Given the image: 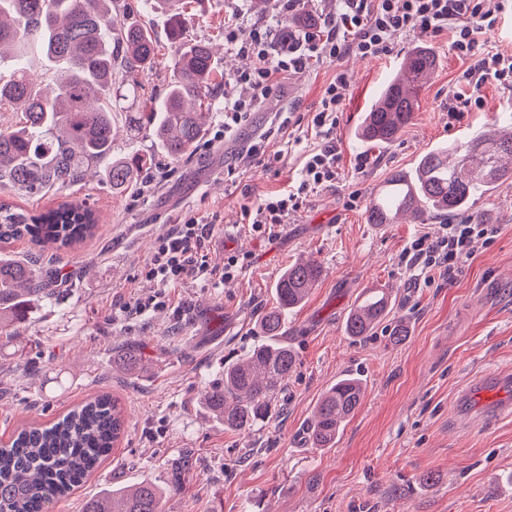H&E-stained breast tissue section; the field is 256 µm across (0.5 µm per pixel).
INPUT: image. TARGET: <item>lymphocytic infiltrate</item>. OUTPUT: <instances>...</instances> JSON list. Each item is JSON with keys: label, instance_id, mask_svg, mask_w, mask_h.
Segmentation results:
<instances>
[{"label": "lymphocytic infiltrate", "instance_id": "f902f5d3", "mask_svg": "<svg viewBox=\"0 0 512 512\" xmlns=\"http://www.w3.org/2000/svg\"><path fill=\"white\" fill-rule=\"evenodd\" d=\"M501 9L499 0H337L336 14L326 20H312L297 30L287 46L275 41L272 26H254L247 38L238 35L240 22L224 24V40L230 48L254 60L251 69L234 75L235 83L245 88L244 96L224 103V125L219 137L232 134L247 121L251 112L266 103L279 80L306 70L311 58L329 61L355 53L364 58L380 59L393 51L392 38L415 31L440 34L450 32L451 46L469 66L461 75L468 94L453 93L448 99L449 112L482 107L480 95L488 81L501 83L512 79V54L477 53V36L492 29ZM344 73H336L324 87L320 105L312 118L316 144L303 152L299 179L288 188L268 193L242 205L241 223L253 232L274 235L287 223L310 193L335 182L338 155L332 134L343 110ZM214 224L208 217H192L170 225L160 235L144 267V276L154 282L153 294L131 298L121 311L144 315L166 306L169 288L196 281L229 280L236 277L245 260L236 254L225 257L221 267L209 266L204 256L209 250ZM494 225L464 221L446 224L438 237L421 236L406 249L403 260L410 270L436 274L451 280L473 256L478 243L493 239Z\"/></svg>", "mask_w": 512, "mask_h": 512}]
</instances>
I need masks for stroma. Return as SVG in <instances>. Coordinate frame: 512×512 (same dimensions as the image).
<instances>
[{"label": "stroma", "mask_w": 512, "mask_h": 512, "mask_svg": "<svg viewBox=\"0 0 512 512\" xmlns=\"http://www.w3.org/2000/svg\"><path fill=\"white\" fill-rule=\"evenodd\" d=\"M236 4L244 27L273 21L250 0H202L189 26L191 38L223 51L214 83L232 96L238 89L229 78L251 64L224 48V17ZM120 6L158 42L157 63L141 78L146 101L170 80L167 18L143 10L140 0H120ZM393 41V53L382 59L350 54L312 62L233 138L202 141L181 162L156 158L165 176L150 189L115 193L97 178L66 194L53 189L32 197L0 188V204L31 214L71 196L88 200L99 215L97 236L74 252L26 240L0 243V255L38 257L44 270L59 275L57 306L38 308L20 336L0 341V437L103 391L127 414L111 457L53 512H81L103 488L130 481L166 485L177 462L184 465L185 490L168 498L166 512H512V418L485 423L457 401L473 376L512 370V182L475 197L473 211L498 232L451 282L412 275L402 261L412 240L440 232L441 220L367 221L392 172L412 170L439 145L497 129L500 114L512 113V86L486 84L482 108L449 118L448 97L459 91L468 65L450 35L417 32ZM419 45L434 52L437 68L412 121L391 144L363 145L355 136L363 112ZM339 70L348 84L334 136L336 182L311 195L276 236L253 235L237 221L241 206L286 187L304 150L298 126H281L276 113L291 109L299 126L310 124L324 86ZM263 134L269 152L281 155L268 167L246 153ZM228 165L234 175L212 184ZM212 214L217 220L206 261L219 266L228 254L246 256L241 273L227 282L169 289L168 307L149 315L119 316L131 294L154 291L143 269L166 225ZM301 258L315 260L323 274L305 303L288 313L297 368L268 420L247 433L225 429L202 409L199 394L222 382L225 360L262 342L259 321L275 302L274 284ZM370 287L391 289L395 305L372 337L354 340L344 332V317ZM400 321L409 337L397 344L389 334ZM130 343L138 345L144 365L135 374L121 367ZM346 373L362 376V403L333 447L314 448L307 422L321 394Z\"/></svg>", "instance_id": "1"}]
</instances>
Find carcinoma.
I'll list each match as a JSON object with an SVG mask.
<instances>
[{
    "instance_id": "obj_1",
    "label": "carcinoma",
    "mask_w": 512,
    "mask_h": 512,
    "mask_svg": "<svg viewBox=\"0 0 512 512\" xmlns=\"http://www.w3.org/2000/svg\"><path fill=\"white\" fill-rule=\"evenodd\" d=\"M117 0H0V58L13 53L11 79L0 83V106L21 114V126L0 131V187L37 196L46 187L63 191L97 168L114 191L131 188L146 157L113 153V115H125L127 132L152 131L164 157H190L207 135L212 113L211 76L217 68L213 47L189 38L187 0H142L167 13L172 46L171 78L162 96L138 107L139 77L157 53L155 37L131 21L115 24ZM41 54L62 64L56 88L33 81L27 58ZM435 54L418 47L402 61L365 112L360 136L368 144L396 140L410 123L419 92L434 73ZM512 179V123L490 135L471 137L423 154L414 174H393L368 208L372 224L398 216L424 222L471 211L478 192ZM99 216L85 199H69L41 214L0 205V242L28 239L58 250L75 251L93 238ZM322 267L299 259L288 265L274 292L277 306L260 321L269 341L224 364V382L201 393V402L238 432H250L270 417L275 395L297 363L295 351L273 338L283 335L286 311L297 307L321 278ZM37 264L0 259V338L20 335L35 306L53 303ZM391 311V293L370 288L348 313L344 332L366 337ZM359 375L340 378L318 400L307 424L312 447L329 448L361 404ZM126 415L109 393H100L56 420L29 422L0 440V512H50L80 487L112 451L124 432ZM164 490L149 483L106 490L86 502L83 512H164Z\"/></svg>"
}]
</instances>
